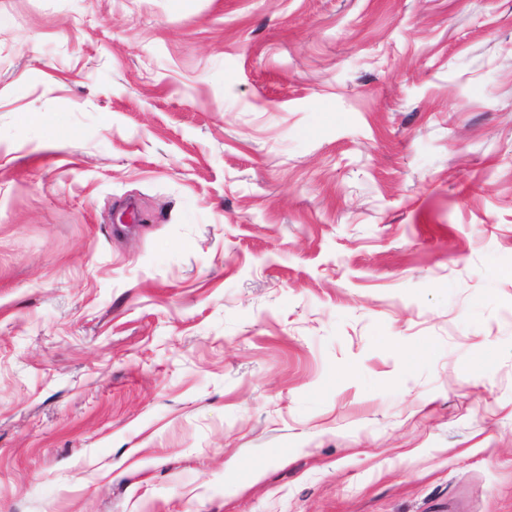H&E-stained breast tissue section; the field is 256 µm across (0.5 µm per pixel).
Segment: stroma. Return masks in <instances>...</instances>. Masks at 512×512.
Returning a JSON list of instances; mask_svg holds the SVG:
<instances>
[{
    "label": "stroma",
    "mask_w": 512,
    "mask_h": 512,
    "mask_svg": "<svg viewBox=\"0 0 512 512\" xmlns=\"http://www.w3.org/2000/svg\"><path fill=\"white\" fill-rule=\"evenodd\" d=\"M0 16V512H512V0Z\"/></svg>",
    "instance_id": "stroma-1"
}]
</instances>
